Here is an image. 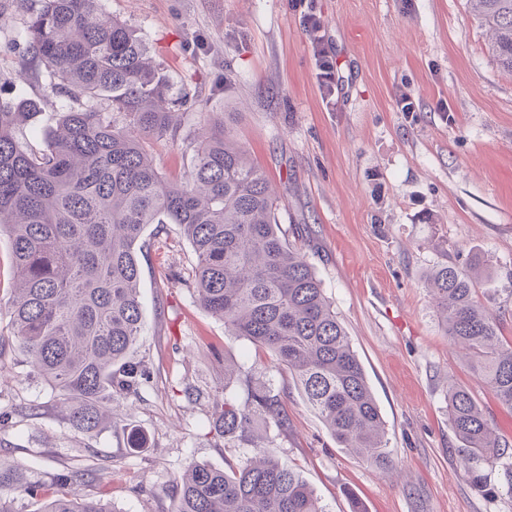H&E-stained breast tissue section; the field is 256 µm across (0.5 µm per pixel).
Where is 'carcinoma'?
Returning <instances> with one entry per match:
<instances>
[{
	"mask_svg": "<svg viewBox=\"0 0 512 512\" xmlns=\"http://www.w3.org/2000/svg\"><path fill=\"white\" fill-rule=\"evenodd\" d=\"M494 35L492 54L512 71V0H469ZM29 53L48 77L45 92L80 108L62 110L57 129L34 149L16 137L38 110L35 100L0 102V233L16 269L0 315V357L18 352L85 433L112 419V399L138 393L150 372L132 355L142 330L138 251L147 227L179 226L196 256L191 277L201 307L232 335L269 352L294 374L309 407L332 436L366 461L386 465L388 440L379 408L342 322L305 254L275 223L277 197L221 120L207 121L185 178L164 177L147 158L150 145L176 133L165 80L137 32L101 0H39L27 18ZM106 99L112 111L102 112ZM122 117L117 124L114 115ZM441 265L427 279L446 336L470 368L512 407V347L499 340L494 315L475 296L478 270ZM244 401L224 399L214 430L258 448L250 426H288L281 397L244 379ZM448 419L466 445L470 483L501 466L512 495V448L501 444L464 388L448 392ZM112 475V466L73 459L50 481L0 466V512L17 499L40 512H115L78 486ZM172 512H327L296 469L260 455L217 469L194 463Z\"/></svg>",
	"mask_w": 512,
	"mask_h": 512,
	"instance_id": "carcinoma-1",
	"label": "carcinoma"
}]
</instances>
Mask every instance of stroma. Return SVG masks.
<instances>
[{
    "label": "stroma",
    "mask_w": 512,
    "mask_h": 512,
    "mask_svg": "<svg viewBox=\"0 0 512 512\" xmlns=\"http://www.w3.org/2000/svg\"><path fill=\"white\" fill-rule=\"evenodd\" d=\"M136 29L171 98L175 135L150 159L188 175L201 113L223 117L279 192L276 219L302 249L343 322L380 410L393 471L341 447L309 409L293 376L231 335L181 284L195 255L177 225L148 227L141 259L143 331L150 370L120 399L111 422L75 432L66 411L12 352L0 358V463L32 479L62 472L84 449L112 460L108 480L81 485L115 512H171L193 462L215 468L252 456L225 446L213 406L244 399V374L279 392L288 426L266 454L294 467L328 512H512L500 468L476 490L448 421V390L468 389L493 434L512 446V408L453 349L425 286L441 265L489 273L477 300L512 346V73L489 50L468 0H102ZM26 0H0V100H39L19 131L40 145L64 98L43 99V67L29 62ZM320 16L336 60L334 93L316 78L302 17ZM415 109L401 111L402 95ZM199 390L198 400L185 395ZM145 438L127 445V430Z\"/></svg>",
    "instance_id": "1"
}]
</instances>
